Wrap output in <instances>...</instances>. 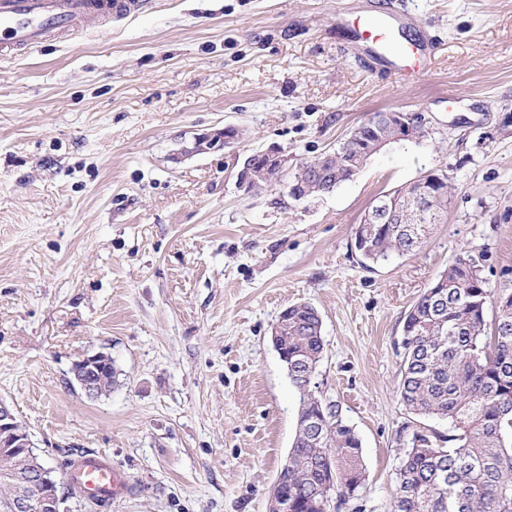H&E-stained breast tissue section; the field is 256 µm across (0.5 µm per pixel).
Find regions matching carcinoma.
<instances>
[{
  "label": "carcinoma",
  "mask_w": 512,
  "mask_h": 512,
  "mask_svg": "<svg viewBox=\"0 0 512 512\" xmlns=\"http://www.w3.org/2000/svg\"><path fill=\"white\" fill-rule=\"evenodd\" d=\"M382 130L362 126L350 135V156L368 155ZM354 177L336 167L325 177L306 163L294 179L309 197L327 193ZM400 224H359L354 246L369 266L418 250L426 238L422 225L416 240ZM445 284L448 307L441 310L430 293ZM497 316L485 320L489 301ZM288 357L307 362L323 356L318 311L297 303L279 316ZM403 367L397 392L412 413L448 421L445 447L436 433L416 430L397 473L391 512H512V291L492 293L479 261L463 250L425 289L403 323ZM330 414L319 435L305 420L315 404L302 411L288 453L281 485L288 489L290 512H328L333 492L355 495L367 479L361 440L341 416L336 401L317 398Z\"/></svg>",
  "instance_id": "cac0c4a2"
}]
</instances>
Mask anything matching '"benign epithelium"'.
Segmentation results:
<instances>
[{
    "label": "benign epithelium",
    "mask_w": 512,
    "mask_h": 512,
    "mask_svg": "<svg viewBox=\"0 0 512 512\" xmlns=\"http://www.w3.org/2000/svg\"><path fill=\"white\" fill-rule=\"evenodd\" d=\"M367 123L389 127L391 134L377 142L376 149L401 140L415 139L416 132L409 119L397 111L372 116ZM242 132L235 126H226L222 130L196 139V148L208 149L219 142L229 143L232 138H240ZM269 157L270 165L257 168L250 161H245L238 174L239 187L252 191L259 186L271 185L281 181L288 173V155L277 148L270 147L264 151ZM440 175L429 172L418 180L403 187L410 202L411 211L400 214L393 207V195L385 193L379 196L367 211L366 224H405L404 233L413 237L415 232L411 224L434 223L442 221L443 214L435 208L436 198L442 188L439 187ZM110 366L107 357L101 354L83 359L75 366L73 374L80 389L90 398L96 397L104 368ZM0 481L25 483L31 490L28 496H6L0 499V512H33L32 502H37L39 512H59L60 498L58 486L54 479L48 477L37 456L33 453V444L26 428L17 420L9 405L0 400Z\"/></svg>",
    "instance_id": "1"
}]
</instances>
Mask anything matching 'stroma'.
Listing matches in <instances>:
<instances>
[{
    "label": "stroma",
    "instance_id": "obj_1",
    "mask_svg": "<svg viewBox=\"0 0 512 512\" xmlns=\"http://www.w3.org/2000/svg\"><path fill=\"white\" fill-rule=\"evenodd\" d=\"M386 0H154L144 13L0 60V400L60 487L105 457L127 490L98 512H268L300 393L271 342L299 302L322 319L314 381L362 441L368 479L335 512H389L417 427L397 386L404 316L461 248L512 290V0H406L435 44L411 82L340 46L336 10ZM423 115L332 193L244 192L254 150L291 170L378 111ZM232 124L243 135L196 150ZM451 202L417 252L361 266L374 199L428 172ZM119 382L86 397L76 363ZM110 366L106 356L95 354L75 366L73 374L80 389L90 398H96L105 367Z\"/></svg>",
    "mask_w": 512,
    "mask_h": 512
}]
</instances>
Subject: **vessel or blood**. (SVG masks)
I'll return each mask as SVG.
<instances>
[{"mask_svg": "<svg viewBox=\"0 0 512 512\" xmlns=\"http://www.w3.org/2000/svg\"><path fill=\"white\" fill-rule=\"evenodd\" d=\"M150 0H0V56L15 54L55 37H67L82 29L89 18L103 23L142 12ZM396 12L371 10L351 19L337 18L350 47L368 55L400 80L412 79L427 68L423 45L395 44ZM77 476L88 494L110 498L124 485L111 465L95 455L82 457Z\"/></svg>", "mask_w": 512, "mask_h": 512, "instance_id": "1", "label": "vessel or blood"}]
</instances>
